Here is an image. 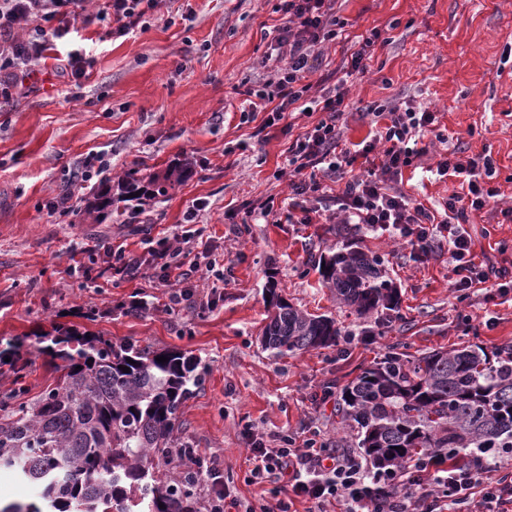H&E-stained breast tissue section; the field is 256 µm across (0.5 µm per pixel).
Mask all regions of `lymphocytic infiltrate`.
<instances>
[{
	"mask_svg": "<svg viewBox=\"0 0 512 512\" xmlns=\"http://www.w3.org/2000/svg\"><path fill=\"white\" fill-rule=\"evenodd\" d=\"M165 4L166 0H107L113 35H126L147 12L160 11ZM333 5L334 0H281L288 24L274 48L287 54L288 66L278 75L275 93L258 94L271 105L266 125L283 120L293 105L309 98L310 87L302 83V74L315 49L336 39ZM65 7L79 15L85 0H0V32L28 21L35 24L28 40L0 44V89L13 87L17 74L33 71L47 42L68 38L70 28L53 24ZM312 101L322 119L288 148V163L296 176L291 184L294 195L307 199L318 193L321 183L315 173L323 171L344 183L332 199L337 223L391 232L419 257L429 256L440 240H447L453 264L450 286L456 292L504 278V271L472 261L471 239L462 230L472 213L482 211L499 195L498 188L488 184L495 174L491 156L463 158L451 152L440 159L439 175L458 177L461 190L445 202L444 217L439 220L412 202L399 186L404 168L420 154L419 141L435 127L433 112L410 106L369 108V115L383 124L374 141L354 152L339 147L344 93L326 90ZM376 151L382 154L378 166L366 177L347 178V167ZM249 445L254 460L250 479L271 482L276 499L263 512H291L299 498L308 503L307 512H325V505L333 501L341 503L343 512H512V450L479 454L462 465L430 454L401 469L378 473L370 471L354 452L323 448L312 438L299 448L284 436L273 447L258 436L250 437ZM179 460L182 471L198 475L205 487V512H232L239 507L219 465L195 452L180 454Z\"/></svg>",
	"mask_w": 512,
	"mask_h": 512,
	"instance_id": "obj_1",
	"label": "lymphocytic infiltrate"
}]
</instances>
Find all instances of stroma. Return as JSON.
I'll use <instances>...</instances> for the list:
<instances>
[{
  "label": "stroma",
  "mask_w": 512,
  "mask_h": 512,
  "mask_svg": "<svg viewBox=\"0 0 512 512\" xmlns=\"http://www.w3.org/2000/svg\"><path fill=\"white\" fill-rule=\"evenodd\" d=\"M104 5L89 0L71 42L48 51L36 74L0 103V348L23 339L29 396L58 376L37 338L60 324L188 352L206 374L184 404L178 434L217 457L241 504L260 512L272 502L270 486L247 480V432L301 441L315 434L353 451L340 392L388 352L512 347V292L451 290L447 249L419 260L390 233L332 224L321 212L304 224L289 206L288 147L321 112H291L271 127L261 112L243 118L268 76L262 63L270 43L287 23L279 0H169L166 11L147 14L122 37L100 20ZM334 14L338 35L312 54L303 81L342 83V147L371 138L368 106L435 112L436 132L424 137L401 188L441 211L460 190L458 178L437 172L443 150L490 153L500 201L474 213L465 229L476 263L512 271V220L501 214L512 206V0H336ZM375 32L364 73L344 78L343 66ZM77 46L93 58L79 79L65 62ZM96 155L109 159L112 179L182 162L193 174L145 209L123 203L88 224L80 209L101 180L84 183L79 173ZM65 193L73 212L50 213L49 202ZM268 200L274 207L264 217L258 208ZM190 209L213 250L207 256L187 244L190 260L213 257L224 267L219 282L200 271L189 278L197 298L210 301L203 308L171 303L176 284L159 279L148 248L174 244ZM352 241L380 258L399 291L395 310L361 316L322 288L320 257ZM108 242L140 261L134 275L113 277L102 249ZM271 284L294 307L335 319V345L284 357L265 349ZM135 303L137 316L128 312ZM328 386L330 401L314 406Z\"/></svg>",
  "instance_id": "stroma-1"
}]
</instances>
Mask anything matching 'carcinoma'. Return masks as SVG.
I'll return each instance as SVG.
<instances>
[{"mask_svg":"<svg viewBox=\"0 0 512 512\" xmlns=\"http://www.w3.org/2000/svg\"><path fill=\"white\" fill-rule=\"evenodd\" d=\"M190 175L186 164L148 177L130 170L85 200L81 212L98 221L117 203L146 205ZM320 262L324 286L356 313L397 307V289L381 278L379 258L346 246ZM267 292L263 343L274 356L336 343L334 319L295 308L273 284ZM39 343L61 361V375L34 398L24 399L20 387L0 397V468L34 484L42 504L9 503L0 512H198V478L156 466L189 447L175 431L203 382L198 360L69 327ZM21 346L0 350V367H9L16 383ZM342 401L357 447L379 469L429 451L458 463L480 450L512 448V351L468 344L412 359L392 351L345 385Z\"/></svg>","mask_w":512,"mask_h":512,"instance_id":"carcinoma-1","label":"carcinoma"}]
</instances>
